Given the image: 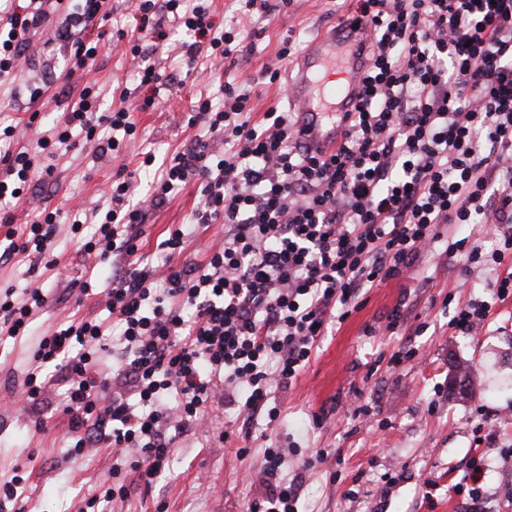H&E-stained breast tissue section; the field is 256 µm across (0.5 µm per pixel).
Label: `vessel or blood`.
Wrapping results in <instances>:
<instances>
[{
  "label": "vessel or blood",
  "instance_id": "vessel-or-blood-1",
  "mask_svg": "<svg viewBox=\"0 0 512 512\" xmlns=\"http://www.w3.org/2000/svg\"><path fill=\"white\" fill-rule=\"evenodd\" d=\"M360 37V31L347 20L340 29L312 39L302 54L289 99L304 118L308 141L325 144L335 140L336 117L347 108L354 89L353 76L361 64L357 55Z\"/></svg>",
  "mask_w": 512,
  "mask_h": 512
}]
</instances>
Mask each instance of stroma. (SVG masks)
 Instances as JSON below:
<instances>
[{
	"label": "stroma",
	"mask_w": 512,
	"mask_h": 512,
	"mask_svg": "<svg viewBox=\"0 0 512 512\" xmlns=\"http://www.w3.org/2000/svg\"><path fill=\"white\" fill-rule=\"evenodd\" d=\"M268 2L274 7L270 19H245L242 52L226 60L199 55L192 70L186 65L184 36L175 22L166 21L168 37L154 45L151 60L174 81L146 109V92L134 80L139 61L127 40L137 31V0H110L111 16L92 31L99 40L92 76L109 90L103 111L128 108L138 137L116 159L94 162L79 147L57 161L45 186L29 190L15 208L13 227L23 230L46 209L64 215L92 212L109 193L120 166L136 169L145 151L162 158L182 150L196 134L187 125L196 98L205 95L222 103L225 83L250 89L254 118L272 107L287 108L294 65L278 57L283 41L305 44L336 23L342 10L335 0H293L287 7ZM120 29L126 39H116ZM268 69L278 70L275 80L263 78ZM198 186L190 181L169 202L150 210L143 253L155 255L169 228L189 222L200 201ZM55 253L60 256L56 262L52 255L18 254L0 264V290L44 289L47 304L35 324L39 332L102 309L100 297L78 295L71 287L89 258L70 233H59ZM448 296L493 302L491 276L440 249L423 255L406 273L371 289L364 306L325 337L316 358L280 393V418L269 426H252L250 456L219 448L217 434L234 417L230 410L220 413L176 438L170 468L152 487L134 484L129 501H114L105 512H247L264 491L257 478L259 449L293 441L300 453L289 457L287 474L297 473L302 456L319 448L341 461L339 482H331L322 465L306 475L300 512H462L452 487L476 450L488 461L483 487L491 498L490 512H512V457L500 453L512 445V302L493 303L487 327L461 336L442 313ZM400 303L409 308L407 322L397 335L378 334ZM422 323L427 329L420 334L416 328ZM409 344L418 347V356L391 365L392 352ZM30 352L28 345L0 340V476L24 477L25 512H80L108 479L112 456L103 446L70 454L56 388H48L34 409L19 411L20 371ZM322 410L329 417L322 428H314L312 416ZM479 412L496 443H477L473 419ZM394 468L403 470V480L385 485L382 474ZM429 480L436 481V489L427 490Z\"/></svg>",
	"instance_id": "obj_1"
}]
</instances>
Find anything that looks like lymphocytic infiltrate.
Masks as SVG:
<instances>
[{"label":"lymphocytic infiltrate","mask_w":512,"mask_h":512,"mask_svg":"<svg viewBox=\"0 0 512 512\" xmlns=\"http://www.w3.org/2000/svg\"><path fill=\"white\" fill-rule=\"evenodd\" d=\"M66 4L68 24L53 39L69 50L62 70L21 74L31 29ZM105 0H29L0 29V86L10 98L39 104L51 84L74 95L70 109L42 131L35 147L0 154V212H11L34 181L52 175L60 152L77 137L95 141L94 158L120 155L137 127L123 108L102 111L90 77L98 53L88 40ZM131 52L140 86L169 80L144 40L167 34L155 17L171 14L191 36L186 51L224 58L241 49L239 19L270 15L261 0H238V19L216 26L207 0H139ZM368 25L365 61L341 142L327 154L300 138L293 112L270 108L253 119L250 91L224 86V103L198 99L190 144L158 165L146 200H131L128 175L112 181L107 209H96L82 251L111 264L103 285L75 280L80 294H105L107 318L71 320L45 332L23 378L24 403L63 387L71 453L107 444L111 479L85 503L128 500L127 477L152 486L169 468L174 435L228 408L248 422H275L279 392L316 355L325 336L359 310L366 291L402 275L437 246L467 264L490 268L498 299L512 298V232L483 252L471 237L452 238L448 224L512 223V0H357ZM198 180L201 202L191 221L158 245L162 263L142 254L141 227L150 209ZM59 214L51 211L26 234L7 231L0 259L53 249ZM222 225L224 242L206 261L174 265L200 226ZM47 302L42 288L23 299L0 296V330L28 335ZM111 373H104V361ZM289 449L261 451L265 493L248 512H299L306 472L324 464L318 450L286 477Z\"/></svg>","instance_id":"lymphocytic-infiltrate-1"}]
</instances>
